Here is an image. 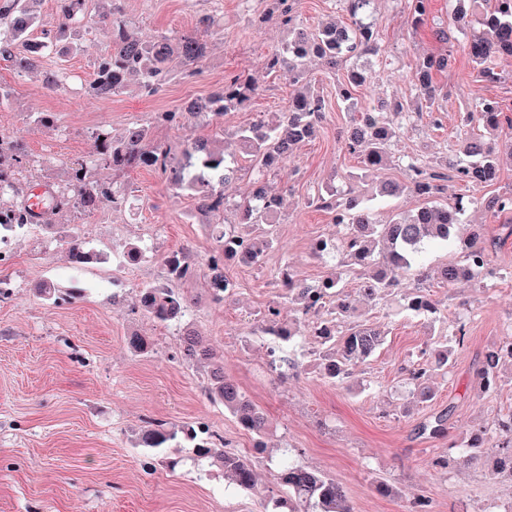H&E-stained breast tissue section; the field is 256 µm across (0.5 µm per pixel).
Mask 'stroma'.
Here are the masks:
<instances>
[{"instance_id": "obj_1", "label": "stroma", "mask_w": 512, "mask_h": 512, "mask_svg": "<svg viewBox=\"0 0 512 512\" xmlns=\"http://www.w3.org/2000/svg\"><path fill=\"white\" fill-rule=\"evenodd\" d=\"M116 4L143 38L201 32L208 52L195 77L174 75L154 95L133 81L109 99L86 92L108 41L104 27L83 35L70 53L43 57L37 71L25 77L0 62V85L12 92L10 105L0 109V129L10 131L34 159L22 173L23 186L65 180L70 163L80 160L90 165L95 179L128 187L127 203L94 217L67 207L48 214L56 233L31 227L13 238L8 258L0 262V279L12 285L0 298V512H265L268 498L282 493L277 471L289 449L297 451L300 463L343 483L354 512H404L416 494L431 501L433 512H504L512 505V474L493 472L488 461L465 467L449 458L444 468L434 461L447 456L449 442L466 441L475 428L494 427L499 413L512 408L511 363L499 365L492 393H483L476 379L487 347L512 331V279L462 281L449 289L429 279V292L441 310L435 324L402 311L400 297L414 286L410 279L379 302L359 301L362 321L380 329L385 341L340 386L320 375L307 321L271 282V271L282 266L310 283L334 271L337 259L315 260L308 246L339 230L326 210L308 206L307 199L346 189L349 174L359 170L357 158L341 142L351 115L336 96L338 75L319 60L309 61L306 71L326 112L317 135L274 175L285 188L281 219L272 229L274 247L259 263L226 266L238 284L227 302L213 303L206 281L197 279L187 285L195 302L182 322L164 326L131 313L140 288L166 283V255L182 251L193 263L206 262L214 246L212 227L223 223L224 215L198 211L191 195L175 193L150 169L118 173L97 165L93 132L117 137L134 119L177 110L184 101L221 90L226 77L242 73L257 79L259 93L246 109L153 128V139L179 154L193 139L274 119L296 87L286 66H268L273 50L287 39L286 30L273 20L252 23L269 10L271 0ZM455 7V0H431L427 24L447 30L449 42L443 45L426 31L411 32L402 0L374 2L379 52L354 60L370 72L359 89L362 104L415 100L411 75L418 58L446 46L454 55L452 68L435 77L443 92L438 112L422 113L405 125L390 146L393 162L384 178L404 181L408 158L454 154L461 117L476 98H496L512 108V57L497 61L501 82L483 81L462 50L481 27L474 20L463 28L454 25ZM205 16L215 19L206 32L199 26ZM51 73L71 81L48 90L44 77ZM42 112L54 114L52 127L37 124ZM467 217L498 258H512V226L480 205ZM73 226L100 255L78 271L62 240ZM132 243L145 247L146 257L138 265L122 266V253ZM118 278L123 287H114ZM46 281L71 290V300L55 304L40 298L37 290ZM272 304L300 330L291 353L299 369L285 382L269 366L264 338L244 335L248 322ZM460 320L467 324V337L455 348L447 375L430 377L434 399L412 400L405 367ZM187 327L202 333L223 356L226 375L267 414L271 427L264 452L253 451L250 436L235 419L209 402L202 370L174 359ZM134 330L152 338V353L128 350L126 337ZM445 408L451 411L447 439L416 434L420 421ZM199 421L257 464L260 491L225 487L222 468L197 458L187 445H172L151 459L136 446L147 423L177 428ZM378 480L390 485L389 495L375 491Z\"/></svg>"}]
</instances>
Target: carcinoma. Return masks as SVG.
Listing matches in <instances>:
<instances>
[{
  "label": "carcinoma",
  "instance_id": "1",
  "mask_svg": "<svg viewBox=\"0 0 512 512\" xmlns=\"http://www.w3.org/2000/svg\"><path fill=\"white\" fill-rule=\"evenodd\" d=\"M36 0H0V61L16 73L24 74L37 64L33 57L19 48L17 35L35 21L33 3ZM108 8L101 22L110 29V40L89 83V93L97 98L110 99L127 87L133 77L141 81L144 91L156 93L173 75L193 76L206 57L207 43L198 35H182L177 41L163 36L148 43L133 32L119 7L107 0ZM350 16L349 24L333 22L311 32L295 23V0H273L269 14L258 19L263 24L274 18L288 28L291 37L270 58V67L288 63V73L296 93L288 101V109L276 121L259 120L239 126L231 132L235 143L250 158L254 175L246 195L229 203L224 196V185L238 179L237 162L227 160L224 150L211 141L195 140L187 144L183 156H178L165 144L154 142L150 128L178 126L190 117L219 116L242 108L257 94L254 79L236 74L227 78L224 87L238 89L242 101L226 95L223 90L208 97L189 101L181 112H157L149 121L136 119L129 123L123 136L114 138L106 132L94 134L96 161L114 171L149 168L165 177L176 191L194 196L203 212H220L233 208L236 219L218 229L215 247L206 269L191 264L182 251L172 252L164 259L168 280L186 282L203 276L208 280L212 299L224 300L222 293L230 280L224 275V261L232 258L229 251L242 248L247 259L258 263L273 246V238L264 225L274 223L282 204V189L271 181L278 162L302 142L311 138L325 112L324 98L306 78L308 55L315 53L327 69L334 71L344 62L363 54L378 52L375 25L369 21L373 0H344ZM431 0H405L407 21L414 31L427 25ZM54 24L63 32L77 21L82 0H55ZM483 12V32L465 47L467 56L478 68L480 76L497 83L503 79L496 71L495 60L501 54L512 56V0H487ZM452 53L427 54L418 61L412 82L419 99L425 102V111L438 109L442 89L434 82V75L444 72L452 64ZM366 82L359 71L346 74L338 86V95L347 111L353 113L345 140V149L357 155L359 170L364 174H379L390 163L388 146L399 135L401 125L387 115L385 108H361L358 88ZM512 130V117L507 108L496 99L478 98L471 110L464 113L459 132L457 153L442 160L424 161L419 158L406 164V180L402 183L382 180L377 196L395 197L408 192L422 200V205L411 213L400 212L389 221L377 220L373 208L355 190L327 201L322 194L308 199L310 205H320L332 214L333 223L345 229L341 252L345 271L334 272L322 281L309 284L293 278L287 269L272 274L274 283L287 285L288 302L296 305L302 317L314 322L313 334L320 337L325 348L315 352L325 378L338 385L351 377V366L377 351L382 342L381 333L365 324L353 321L356 314L351 295L346 290L343 275L357 276V292L364 300L382 299L390 288L409 275L420 254L428 246H446L459 239L460 226L471 206L482 204L494 217L512 215V193L483 198L457 197L451 203L438 204L434 198L445 190V183L458 181L468 186H490L499 178L501 155L512 158V141L490 142L485 134L496 137ZM32 162L19 143L9 153H0V179L8 177L6 169L22 171ZM86 165L69 167L63 186L42 196L43 211L35 212L27 203L18 205L9 201L17 187L5 190L0 186V219L18 220L22 224H37L44 214L70 206L83 216H91L105 206H118L126 197V188L115 183L94 180L91 174L80 175ZM68 257L76 266L99 260V254L87 248L78 228L65 237ZM491 263L484 242L474 239L465 244L463 259L440 270L442 283L451 285L467 279L483 281ZM191 306L188 293L170 286H146L139 291L133 310L140 311L155 323L180 321ZM403 308L413 316L434 321L439 308L425 286L405 297ZM279 308L269 307L257 315L248 327L247 335L264 336L267 348L279 365L275 366L280 380L288 379V371L298 364L290 357L297 330L293 323L278 319ZM466 324L457 323L448 344L427 347L407 369V381L413 385V397L419 402L432 399L427 386L432 372H448L453 346L464 344ZM178 360L191 367L206 369L205 395L207 399L224 406L244 431L258 438L268 429L261 409L224 375V364L215 360L194 331L183 336ZM501 361L512 362V349L505 351L492 345L485 355V364L477 375L482 392L493 391L498 383L497 366ZM449 410L434 413L417 426L418 434L431 439L445 436L448 430ZM191 445L200 459L217 458L224 467V483L244 492L258 490L256 465L248 458L227 449L224 437L208 432L197 434L192 426L169 429L161 422L151 423L138 438L137 447L155 453L171 442ZM499 458L500 467L512 474V410L499 415L493 432L477 430L470 441L458 451L463 465L479 463L486 453ZM278 479L287 497L269 500L266 512H353L343 485L320 471L300 465L290 459L284 461Z\"/></svg>",
  "mask_w": 512,
  "mask_h": 512
}]
</instances>
